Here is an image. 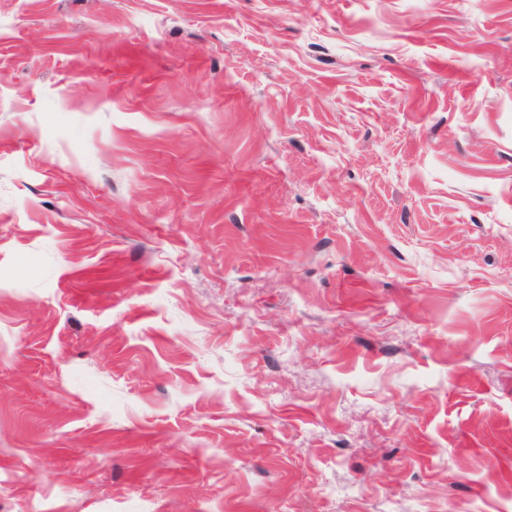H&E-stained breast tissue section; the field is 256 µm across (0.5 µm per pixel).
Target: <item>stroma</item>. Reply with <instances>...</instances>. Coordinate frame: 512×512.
Wrapping results in <instances>:
<instances>
[{"label":"stroma","instance_id":"1","mask_svg":"<svg viewBox=\"0 0 512 512\" xmlns=\"http://www.w3.org/2000/svg\"><path fill=\"white\" fill-rule=\"evenodd\" d=\"M0 512H512V0H0Z\"/></svg>","mask_w":512,"mask_h":512}]
</instances>
